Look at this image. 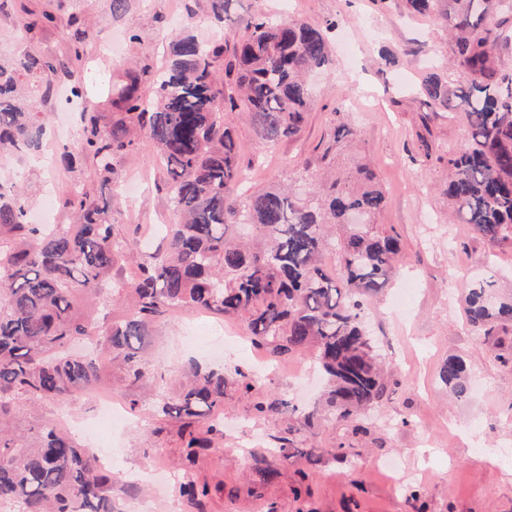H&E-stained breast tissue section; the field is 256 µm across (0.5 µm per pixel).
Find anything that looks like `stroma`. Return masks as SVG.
<instances>
[{
    "label": "stroma",
    "mask_w": 512,
    "mask_h": 512,
    "mask_svg": "<svg viewBox=\"0 0 512 512\" xmlns=\"http://www.w3.org/2000/svg\"><path fill=\"white\" fill-rule=\"evenodd\" d=\"M185 3L140 0L115 22L104 0H0V59L23 50L17 29L25 10L54 13L55 24L41 29L30 45L58 58L70 53L71 14L81 15L90 24L85 102L104 111L108 88L128 63L164 67L173 34L169 15ZM195 9V35L228 41L242 34L241 20L249 14L286 11L283 0H239L235 23L218 29L210 24L203 0ZM289 11L313 25L335 21L329 34L335 63L314 76L316 95L297 137L265 152L249 123L239 122L246 185L263 189L328 163L371 161L387 191L379 221L399 236L405 267L371 303L368 324L388 368L403 383L368 415V434H353L351 424L315 413L297 439L294 457L286 461L272 449L274 437L285 431L277 415L255 416L247 396L227 389L224 439L219 448L201 454L195 466L197 478L210 488L200 508L176 492L183 454L176 427L152 437V421L146 418L104 429L113 471L123 475L156 467L166 474L155 485L129 482L120 506L123 512H512V367L497 361L494 346L498 336L512 341V324L497 328L488 339L465 315V288L477 274L494 276L500 293L512 292V242L491 247L469 225L449 223L437 188L443 171L425 169L418 141L419 133L430 130L436 153L444 156L467 138L463 121L431 117L414 92L422 72L445 67L448 25L441 19L408 18L397 0L385 8L374 0H293ZM132 30L139 32V42L129 41ZM113 38L120 41L119 54L102 57L100 47ZM341 122L353 130V140L341 156L327 155L333 127ZM114 166V183L102 196L112 204L118 236L144 262L149 254L145 239L170 221L164 170L148 146L116 156ZM73 177L59 163L47 167L29 157L0 158V180L30 198L32 215L40 214L44 189L53 186L59 225L73 221L64 206ZM209 340V324L189 327L169 314L155 324L148 346L150 361L165 369L160 388L129 384L113 368L103 384L121 397L133 395L154 405L158 392L178 390L184 369L205 363ZM451 355L462 356L470 366L475 385L469 397H456L439 378ZM310 363V357L300 355L288 359L289 375L262 372L257 392L313 407L321 381L301 385L293 376ZM38 416L46 423H65L79 442H86L85 428L97 421L94 394L43 403ZM340 442L351 448L347 458L327 454L314 463L306 456L311 447L328 451ZM264 465L277 469L272 481H263L259 469ZM303 472L310 493L297 498L292 489ZM414 490L419 493L415 500L410 497Z\"/></svg>",
    "instance_id": "35a3bbf8"
}]
</instances>
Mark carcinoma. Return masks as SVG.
Masks as SVG:
<instances>
[{"instance_id":"1","label":"carcinoma","mask_w":512,"mask_h":512,"mask_svg":"<svg viewBox=\"0 0 512 512\" xmlns=\"http://www.w3.org/2000/svg\"><path fill=\"white\" fill-rule=\"evenodd\" d=\"M137 0H106L112 20L124 18ZM208 17L222 28L237 0H206ZM410 15L450 22V63L463 79L454 82L426 71L417 93L433 112L458 102L468 141L448 153L442 192L452 216L472 226L490 246L512 239V0H498L502 18L489 20L492 0H402ZM53 13L20 27L21 39ZM301 18L277 19L259 11L246 20L233 43L204 44L186 33L171 42L164 69L128 68L112 83V111L81 112L77 152H64L70 169H92L112 182L115 156L148 142L166 166L165 186L173 219L162 225V243L137 265L132 280L112 288L129 316L100 336V346L74 352L82 338L98 333L96 301L126 252L115 234L112 205L77 179L64 201L75 223L54 228L28 221V201L0 183V512H121L114 485L120 478L101 466L61 425L13 426L21 404L62 401L95 387L109 361L121 359L132 385H148L162 373L144 357L152 326L175 307H189L242 322L252 343L271 357L310 353L327 378L332 417L365 433L366 410L379 404L386 373L364 318L371 299L397 272L402 251L397 235L375 224L386 193L375 172L356 162L332 182L305 173L297 186L248 192L240 178L235 120L244 117L261 144L271 148L298 136L312 98L309 72L332 63L328 32ZM72 54L66 60L27 49L0 62V155L41 150L47 134L37 104L55 95L53 78L65 77L69 100L84 96L81 65L88 30L72 15ZM152 85V95L143 87ZM334 252L338 274L326 271ZM492 277L470 284V325L493 330L512 323V296L496 292ZM230 380L222 368L195 367L180 391L161 400L154 417L180 423L190 471L199 454L224 438V390L244 394L255 378L240 368ZM441 381L459 398L470 394L465 360L451 355ZM254 413L280 415L288 435L276 436L289 459L292 436L313 413L289 401L258 398ZM179 495L202 505L207 483L192 477Z\"/></svg>"}]
</instances>
